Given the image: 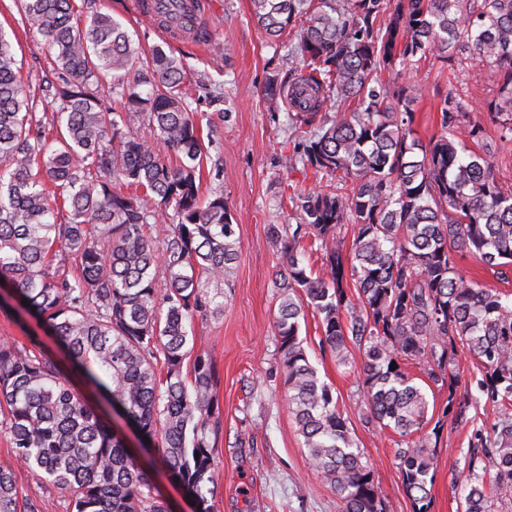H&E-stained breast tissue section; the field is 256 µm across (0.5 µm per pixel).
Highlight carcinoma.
I'll use <instances>...</instances> for the list:
<instances>
[{
    "label": "carcinoma",
    "mask_w": 512,
    "mask_h": 512,
    "mask_svg": "<svg viewBox=\"0 0 512 512\" xmlns=\"http://www.w3.org/2000/svg\"><path fill=\"white\" fill-rule=\"evenodd\" d=\"M17 2L24 26L43 36L57 80L41 87L51 115H38L0 27V300L46 322L71 371L149 438L143 446L194 512H214L219 376L202 352L188 377L183 363L194 318L221 307L201 278L223 282L240 240L224 194H201L206 152L181 59L157 46L137 64L140 47L124 25L102 12L82 21L74 0ZM251 3L267 31L295 30L290 51L304 62L292 81L273 76L263 89L270 101L290 99L298 141L283 167L336 180L328 190L293 189L298 224L271 233L286 259L275 283L281 369L307 458L342 512H388L300 338L310 310L321 349L341 364L350 349L361 354L367 418L401 438L396 456L413 512H431L432 438L443 419L462 423L482 401L504 408L491 434L474 432L463 488V512H496L512 503V294L464 279L457 256L471 254L507 279L512 186L498 181L485 128L455 96L437 104L438 134L426 144L414 137L420 87L410 70L451 53L460 69L475 58L495 69L501 83L489 120L497 149L512 150V0ZM161 18L185 30L193 16L188 7ZM117 100L125 111H113ZM348 101L356 110H343ZM142 125L162 149L133 134ZM160 221L170 228L155 241L145 227ZM346 224L356 230L347 257ZM306 238L324 258L318 273L299 258ZM29 342L0 343V435L12 449L0 462V512H47L44 500L19 497L17 465L69 492L70 512H167L109 419L62 380L37 337ZM460 354L475 361L477 396L458 391ZM409 365L447 392L434 423Z\"/></svg>",
    "instance_id": "1"
}]
</instances>
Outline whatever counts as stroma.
<instances>
[{"instance_id":"35a3bbf8","label":"stroma","mask_w":512,"mask_h":512,"mask_svg":"<svg viewBox=\"0 0 512 512\" xmlns=\"http://www.w3.org/2000/svg\"><path fill=\"white\" fill-rule=\"evenodd\" d=\"M203 39H175L136 0H75L78 14L107 12L121 20L140 46L142 58L155 47L180 57L186 87L200 100V125L207 147L203 195L219 190L233 216L241 250L221 286L223 312L194 322V349L205 352L219 373L215 414L221 432L211 440L216 512H340L341 503L312 469L294 419L288 411L280 369L275 317L279 290L274 281L283 259L271 240L272 226H288L295 216L282 200L286 184L307 187L313 170L286 172L282 156L291 154L294 136L288 128L287 101L269 102L262 94L267 78L300 66L289 58L287 44L295 33L285 30L270 39L255 23L251 0H205ZM0 28L13 35L22 78L38 89L52 76L46 45L24 28L14 0H0ZM450 62H420L417 80L422 95L415 105L417 137L429 141L437 132V100L460 95L469 118L486 122V105L496 93L499 76L483 62L471 61L459 81L449 82ZM319 321L306 315L300 336L310 363L332 388L348 419L364 460L379 482L389 512H412L395 457L399 435L366 424L359 379L360 355L338 364L321 352ZM469 422L445 421L437 439L432 486L433 512H461V488L467 473L473 432L490 430L500 413L489 406L469 411ZM21 495L45 499L49 512H69L67 492L35 472L17 467Z\"/></svg>"}]
</instances>
